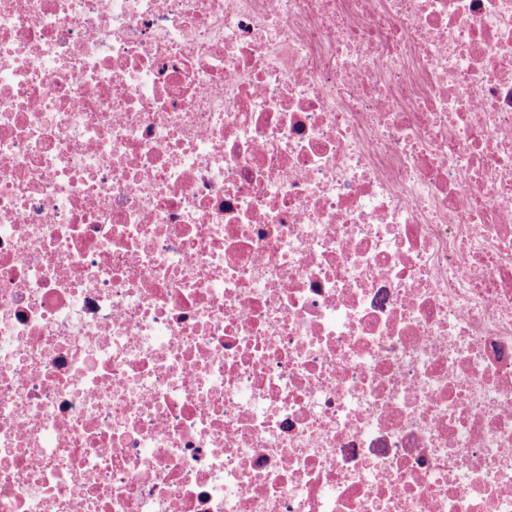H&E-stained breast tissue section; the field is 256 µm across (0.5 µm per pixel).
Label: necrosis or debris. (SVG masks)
<instances>
[{
	"instance_id": "1",
	"label": "necrosis or debris",
	"mask_w": 512,
	"mask_h": 512,
	"mask_svg": "<svg viewBox=\"0 0 512 512\" xmlns=\"http://www.w3.org/2000/svg\"><path fill=\"white\" fill-rule=\"evenodd\" d=\"M0 512H512V0H0Z\"/></svg>"
}]
</instances>
